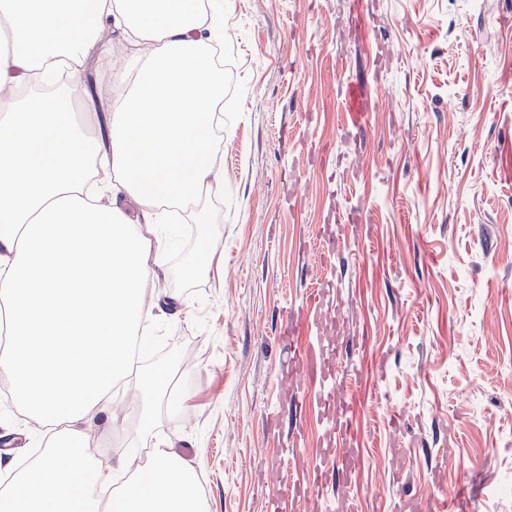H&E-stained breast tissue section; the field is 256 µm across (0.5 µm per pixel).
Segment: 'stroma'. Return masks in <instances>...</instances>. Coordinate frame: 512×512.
<instances>
[{
    "mask_svg": "<svg viewBox=\"0 0 512 512\" xmlns=\"http://www.w3.org/2000/svg\"><path fill=\"white\" fill-rule=\"evenodd\" d=\"M219 55L222 193L204 207L224 263L188 275L201 227L183 210L144 295L193 307L147 324L139 362L184 402L169 413L129 382L123 429L87 421L92 454L133 469L175 443L211 512H399L404 491L427 512H512V0H224ZM82 66L92 131L123 86ZM350 82L389 108L353 124ZM312 290L354 468L324 457L323 416L281 385L288 314ZM277 462L331 481L276 501ZM462 487L476 497L443 507Z\"/></svg>",
    "mask_w": 512,
    "mask_h": 512,
    "instance_id": "stroma-1",
    "label": "stroma"
}]
</instances>
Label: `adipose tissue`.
<instances>
[{
    "label": "adipose tissue",
    "mask_w": 512,
    "mask_h": 512,
    "mask_svg": "<svg viewBox=\"0 0 512 512\" xmlns=\"http://www.w3.org/2000/svg\"><path fill=\"white\" fill-rule=\"evenodd\" d=\"M109 25L150 50L94 137L60 102L84 103V56L109 64ZM223 33L224 0H0V376L52 441L24 468L0 456V512H209L172 449L139 472L104 467L83 425L115 421L142 322L187 311L174 295L144 307L148 256L171 232L166 209L221 187Z\"/></svg>",
    "instance_id": "adipose-tissue-1"
}]
</instances>
